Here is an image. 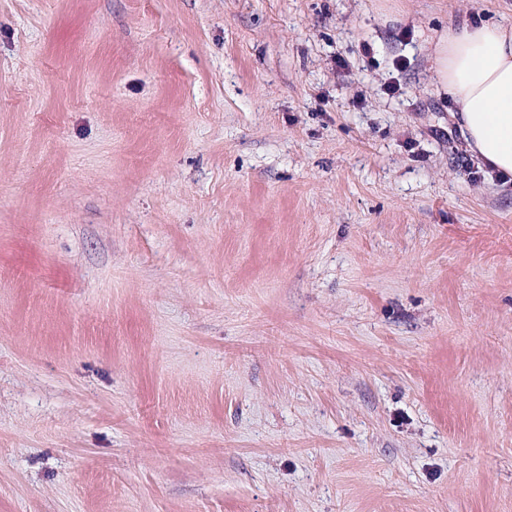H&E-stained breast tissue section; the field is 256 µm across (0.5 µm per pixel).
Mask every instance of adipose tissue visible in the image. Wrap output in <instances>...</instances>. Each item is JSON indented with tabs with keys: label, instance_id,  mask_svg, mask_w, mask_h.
Masks as SVG:
<instances>
[{
	"label": "adipose tissue",
	"instance_id": "adipose-tissue-1",
	"mask_svg": "<svg viewBox=\"0 0 512 512\" xmlns=\"http://www.w3.org/2000/svg\"><path fill=\"white\" fill-rule=\"evenodd\" d=\"M432 70L458 107L469 149L512 175V24L449 23Z\"/></svg>",
	"mask_w": 512,
	"mask_h": 512
}]
</instances>
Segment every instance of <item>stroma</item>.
Here are the masks:
<instances>
[{
	"label": "stroma",
	"mask_w": 512,
	"mask_h": 512,
	"mask_svg": "<svg viewBox=\"0 0 512 512\" xmlns=\"http://www.w3.org/2000/svg\"><path fill=\"white\" fill-rule=\"evenodd\" d=\"M452 17L512 0H0V512H512Z\"/></svg>",
	"instance_id": "35a3bbf8"
}]
</instances>
